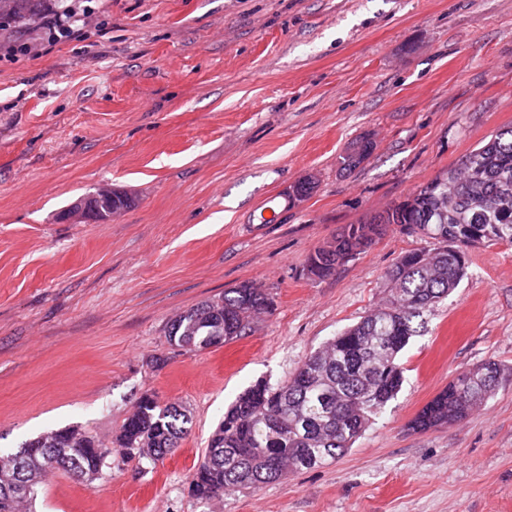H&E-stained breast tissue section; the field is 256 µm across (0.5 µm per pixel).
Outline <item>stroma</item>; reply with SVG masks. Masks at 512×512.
<instances>
[{"instance_id": "35a3bbf8", "label": "stroma", "mask_w": 512, "mask_h": 512, "mask_svg": "<svg viewBox=\"0 0 512 512\" xmlns=\"http://www.w3.org/2000/svg\"><path fill=\"white\" fill-rule=\"evenodd\" d=\"M79 37L0 28V448L78 425L113 437L144 393L186 407L163 460L48 475L36 512H512V382L452 427L410 421L456 371L512 368V243L401 354V391L335 461L206 503L189 476L227 406L277 383L390 296L424 247L385 225L329 276L306 261L512 126V0H93ZM366 139L353 170L340 158ZM301 205L284 197L304 177ZM135 205L62 212L99 189ZM277 219L259 223L268 201ZM274 310L244 337L171 346L170 323L242 282ZM115 192L118 191L104 190L103 192H99L97 199L102 203L95 201L92 204V201H94L95 198L93 194L83 197L86 201L91 202V205L88 207V209L86 208L84 201H77L69 207L67 212L65 211L66 217L73 220H82L85 215V219L87 220H92L94 222H105L110 217H112L113 213L130 208L134 204V199L125 192H120L119 195H116L115 199H112L108 203H103L110 200Z\"/></svg>"}]
</instances>
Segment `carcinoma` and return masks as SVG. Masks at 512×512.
<instances>
[{"label":"carcinoma","instance_id":"1","mask_svg":"<svg viewBox=\"0 0 512 512\" xmlns=\"http://www.w3.org/2000/svg\"><path fill=\"white\" fill-rule=\"evenodd\" d=\"M39 0H0V20L23 23L38 15ZM368 141L348 148L341 166L350 170L371 152ZM308 180L296 183L287 206L309 197ZM85 219L105 222L134 199L122 192L107 203L94 196ZM382 224H401L442 247L402 255L390 272L392 299L306 357L288 379L255 383L224 412L207 441L189 482L192 497L212 501L234 489L258 490L282 480L289 470L322 466L345 454L372 420L400 391L404 367L400 353L420 335L424 316L458 288L466 274L465 249L489 241L512 242V126L498 130L443 172L384 214L349 224L336 234V257L344 259L372 243L363 230L379 233ZM273 301L245 282L198 304L175 319L168 342L205 349L219 324L224 341L251 333L256 320L272 313ZM512 378L488 360L456 373L410 422L412 429L451 427L486 402L499 384ZM192 419L176 403L144 394L109 444L71 426L44 432L17 448L0 450V512L34 508L44 477L62 471L73 478L99 480L112 460L155 461L190 435Z\"/></svg>","mask_w":512,"mask_h":512}]
</instances>
